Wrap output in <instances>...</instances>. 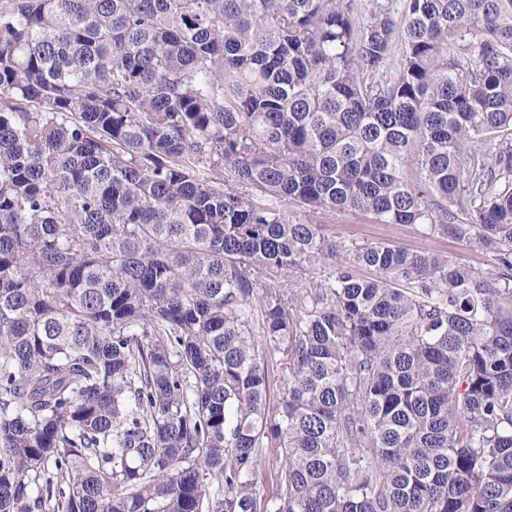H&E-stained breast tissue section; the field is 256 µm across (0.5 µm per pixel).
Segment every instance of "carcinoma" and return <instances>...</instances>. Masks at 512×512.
Returning <instances> with one entry per match:
<instances>
[{
    "label": "carcinoma",
    "instance_id": "carcinoma-1",
    "mask_svg": "<svg viewBox=\"0 0 512 512\" xmlns=\"http://www.w3.org/2000/svg\"><path fill=\"white\" fill-rule=\"evenodd\" d=\"M403 2L0 0V512H512V0ZM330 236L345 248L355 244L396 243L409 250H429L446 254L484 272H493L494 256L489 251L452 238H424L410 224H370L355 216H336L333 224H325Z\"/></svg>",
    "mask_w": 512,
    "mask_h": 512
}]
</instances>
